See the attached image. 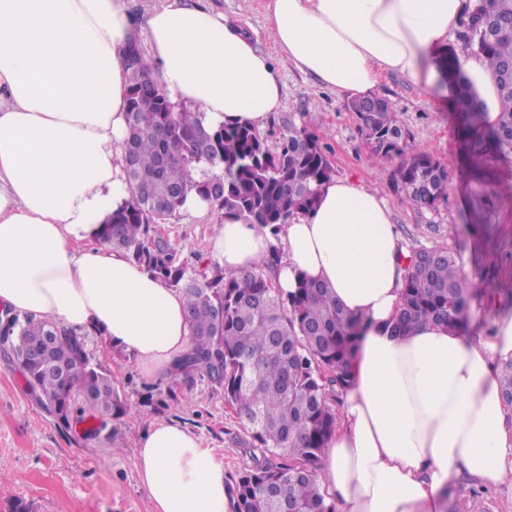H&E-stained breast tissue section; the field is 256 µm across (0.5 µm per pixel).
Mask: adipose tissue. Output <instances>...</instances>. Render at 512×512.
Masks as SVG:
<instances>
[{
    "instance_id": "1",
    "label": "adipose tissue",
    "mask_w": 512,
    "mask_h": 512,
    "mask_svg": "<svg viewBox=\"0 0 512 512\" xmlns=\"http://www.w3.org/2000/svg\"><path fill=\"white\" fill-rule=\"evenodd\" d=\"M466 5L269 0L267 20L281 58L329 89L370 95L385 70L452 93L444 51ZM142 40L150 76L177 110L259 128L282 107L269 56L203 6L173 0L141 34L129 0H0V311L96 337L164 379L189 348L187 301L98 238L131 197L127 55ZM459 65L494 125L484 58L463 54ZM280 234L273 286L287 293L320 281L369 323L320 478L337 512H444V493L461 477L512 481V410L496 370L512 360V312L493 313L490 333L428 323L393 335L408 251L379 191L352 179L327 183ZM271 243L268 231L228 214L210 253L224 271H254ZM137 469L156 512H235L222 463L180 422L143 433Z\"/></svg>"
}]
</instances>
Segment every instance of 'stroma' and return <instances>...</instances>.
Returning a JSON list of instances; mask_svg holds the SVG:
<instances>
[{"instance_id": "35a3bbf8", "label": "stroma", "mask_w": 512, "mask_h": 512, "mask_svg": "<svg viewBox=\"0 0 512 512\" xmlns=\"http://www.w3.org/2000/svg\"><path fill=\"white\" fill-rule=\"evenodd\" d=\"M267 0H200L204 6L236 21L255 48L274 54L268 32ZM283 106L273 113L260 135L276 149L289 126H303L323 145L336 177L350 176L379 189L391 219L409 247L445 246L475 273L496 265L489 291L512 288V261L496 259L484 247L472 201L476 187L468 179L456 113L447 96L419 88L393 72L380 77L377 95L385 97L409 134V148L428 154L448 173V195L432 208L412 202L395 190L387 171L374 166L363 144L360 121L347 108L346 94L321 86L292 66L280 65ZM221 210L197 217L175 214L163 226V238L190 266L213 268L209 240ZM95 361L111 373L127 406L125 415L108 421L100 433L84 427L64 429L37 402L18 364L0 354V512L23 502L28 512H155L137 467L136 443L157 421H180L202 447L222 463L228 482L250 463L243 450L246 431L224 399V390L208 380L192 389L173 386L171 379L150 382L129 354L88 338ZM174 388L176 404L149 408L141 396L150 385ZM445 512H512V487H482L458 482L448 492Z\"/></svg>"}]
</instances>
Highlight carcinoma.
I'll list each match as a JSON object with an SVG mask.
<instances>
[{"instance_id":"carcinoma-1","label":"carcinoma","mask_w":512,"mask_h":512,"mask_svg":"<svg viewBox=\"0 0 512 512\" xmlns=\"http://www.w3.org/2000/svg\"><path fill=\"white\" fill-rule=\"evenodd\" d=\"M459 39L465 51L487 59L499 99L497 122L484 125L479 97L455 67L456 51L448 50L445 67L458 88L455 109L468 171L480 190L475 211L492 237V208L482 190L493 178L488 159L512 156V0H471ZM129 66L124 162L131 199L102 224L100 238L187 299L191 342L174 364V380L190 386L206 378L224 388L250 437L251 464L235 482V512H335L319 484L336 429L330 400L349 385L347 363L366 324L347 315L323 283L302 279L284 294L264 272L226 273L217 265L207 274L189 267L156 233L189 195L210 201L209 184L222 179L218 208L275 235L312 210L332 178L325 150L304 127H290L273 153L248 125L207 124L198 113L177 112L147 77L139 50L132 51ZM348 108L360 120L369 159L390 170L395 189L425 207L447 196V173L425 153H406L407 132L392 108L365 109L359 99ZM162 124L165 140L154 133ZM203 136L210 140L204 154L195 144ZM163 154L168 161L161 168ZM159 195L170 197L164 212L152 207ZM468 297L448 248L412 249L392 332L406 336L424 323L455 328ZM0 350L17 361L42 408L66 427L88 416L101 425L105 416L127 412L112 376L77 333L33 316L13 317L0 326ZM170 401H176L171 390L142 394L144 407Z\"/></svg>"}]
</instances>
